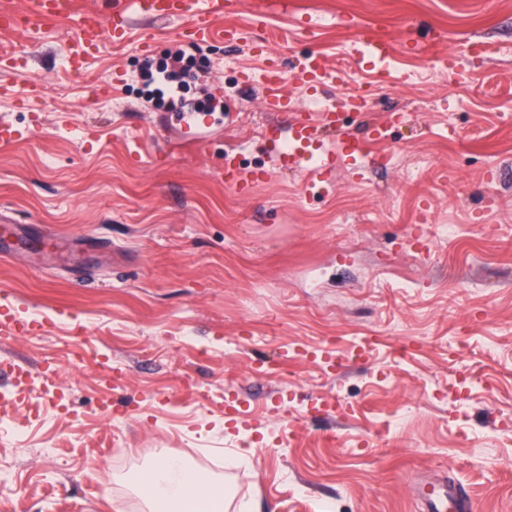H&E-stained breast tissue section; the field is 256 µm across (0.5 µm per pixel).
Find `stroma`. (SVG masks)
<instances>
[{"instance_id":"stroma-1","label":"stroma","mask_w":512,"mask_h":512,"mask_svg":"<svg viewBox=\"0 0 512 512\" xmlns=\"http://www.w3.org/2000/svg\"><path fill=\"white\" fill-rule=\"evenodd\" d=\"M265 2L230 0L220 23L267 9L262 36L282 62L315 50L345 72L320 96L288 83L296 109L364 86L371 103L351 124L386 127L376 165L332 170L323 194L277 169L262 131L278 117L241 85L261 65L246 48L196 45L186 86L161 88L154 68L181 46L172 23H152L146 53L103 40L79 75L60 67L70 22L34 46L0 34L24 55L0 123L28 133L0 147V292L43 324L0 342V365L27 368L40 404L0 383V512H140L132 488L169 452L253 512H422L414 487L453 481L474 512H512V0ZM364 24L394 41L387 82L346 54ZM435 28L460 78L415 50ZM99 82L111 100L88 105ZM210 95L224 109L206 117L205 144L180 143L182 103ZM228 153L267 172L251 196L225 186ZM366 336L384 343L352 357ZM107 365L118 388L100 380ZM466 368L480 377L461 407ZM315 397L345 415L311 417L301 402ZM240 451L247 466L214 468Z\"/></svg>"}]
</instances>
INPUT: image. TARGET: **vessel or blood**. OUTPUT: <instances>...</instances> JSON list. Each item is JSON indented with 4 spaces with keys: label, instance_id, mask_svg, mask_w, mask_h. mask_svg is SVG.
I'll return each mask as SVG.
<instances>
[{
    "label": "vessel or blood",
    "instance_id": "vessel-or-blood-1",
    "mask_svg": "<svg viewBox=\"0 0 512 512\" xmlns=\"http://www.w3.org/2000/svg\"><path fill=\"white\" fill-rule=\"evenodd\" d=\"M223 9L224 0H113L111 11L105 13L82 7L79 0H24L22 8L0 9V32L16 33L27 42L36 43L46 29L65 20L73 21L70 54L77 69L98 50L104 38H111L116 44L126 42L136 18L179 24V37L192 42L220 38L254 46L265 65L245 72L243 81L260 86L265 109L282 117L280 126L285 134L272 141L279 167L303 174L306 193L327 190L328 173L339 165L365 162L369 157V143L384 140V128H374L369 138H360L350 126L337 121L336 107L332 104L326 105L319 121L292 115L291 102L284 92L287 79H294L315 96L340 82L341 71L328 66L323 55L316 51L297 57L289 69H282L269 59V45L260 40L256 26L217 27L216 18ZM393 52L392 43L370 27L356 29L347 45L348 55L375 75L382 72ZM264 177V170L243 167L236 156L225 155L224 184L238 194H249ZM40 328L37 320L8 308L0 310L2 339L32 335ZM423 502L427 512H472L471 500L458 485L441 487L436 493L424 496Z\"/></svg>",
    "mask_w": 512,
    "mask_h": 512
}]
</instances>
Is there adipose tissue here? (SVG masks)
<instances>
[{
  "label": "adipose tissue",
  "instance_id": "ef3b65f1",
  "mask_svg": "<svg viewBox=\"0 0 512 512\" xmlns=\"http://www.w3.org/2000/svg\"><path fill=\"white\" fill-rule=\"evenodd\" d=\"M139 484L148 512H196L220 498L219 487L206 483L174 454L163 455L149 466Z\"/></svg>",
  "mask_w": 512,
  "mask_h": 512
}]
</instances>
